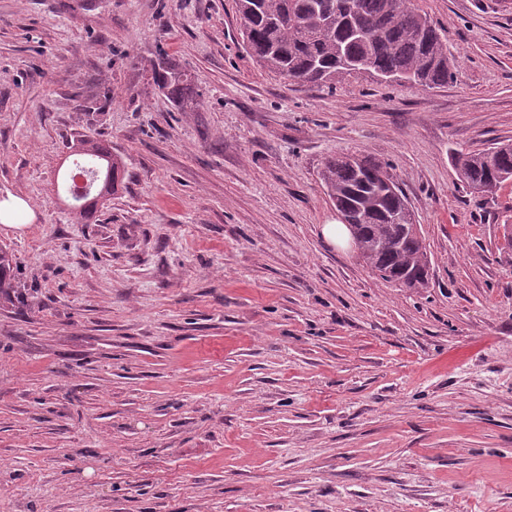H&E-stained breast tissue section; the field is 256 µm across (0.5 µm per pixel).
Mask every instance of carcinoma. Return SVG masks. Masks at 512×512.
I'll return each instance as SVG.
<instances>
[{
  "label": "carcinoma",
  "instance_id": "1",
  "mask_svg": "<svg viewBox=\"0 0 512 512\" xmlns=\"http://www.w3.org/2000/svg\"><path fill=\"white\" fill-rule=\"evenodd\" d=\"M243 44L263 67L299 84H332L358 73L366 62L381 78L398 77L419 86H444L456 77L447 38L410 0H236ZM160 92L185 105L195 91L191 76L160 54L151 64ZM109 100L99 90L80 104L100 112ZM90 169L96 193L75 196L74 214L89 220L99 201L114 194L124 162L103 142L86 137L72 146ZM459 180L479 183L492 193L512 179V144L486 150L455 152ZM321 180L337 208L358 225L362 260L372 274L401 288H420L428 280L430 260L418 231L410 224H391L389 216L407 205L390 167L365 157L327 161ZM16 258L0 246V295L14 288Z\"/></svg>",
  "mask_w": 512,
  "mask_h": 512
}]
</instances>
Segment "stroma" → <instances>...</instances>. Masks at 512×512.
Wrapping results in <instances>:
<instances>
[{
  "instance_id": "1",
  "label": "stroma",
  "mask_w": 512,
  "mask_h": 512,
  "mask_svg": "<svg viewBox=\"0 0 512 512\" xmlns=\"http://www.w3.org/2000/svg\"><path fill=\"white\" fill-rule=\"evenodd\" d=\"M411 3L453 83H293L235 0H0V512H512V184L452 160L512 143V0ZM85 136L125 163L87 224L57 192ZM353 153L398 178L425 287L325 238ZM151 76L158 90L178 105L183 106L193 101V93L198 95L194 92L191 76L173 65L163 54H159L151 64ZM16 258L11 249L0 246V295L9 297L10 290L15 288Z\"/></svg>"
}]
</instances>
